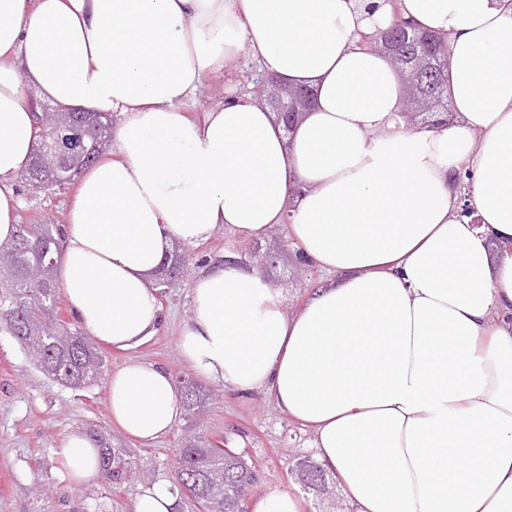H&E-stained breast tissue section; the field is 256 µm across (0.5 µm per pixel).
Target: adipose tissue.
I'll return each instance as SVG.
<instances>
[{
  "label": "adipose tissue",
  "mask_w": 512,
  "mask_h": 512,
  "mask_svg": "<svg viewBox=\"0 0 512 512\" xmlns=\"http://www.w3.org/2000/svg\"><path fill=\"white\" fill-rule=\"evenodd\" d=\"M400 5L448 41L453 117L420 129L395 68L357 44L392 16L365 19L360 0H0V243L35 142L28 89L117 114L61 238L77 322L137 347L162 321L152 276L174 243L285 228L330 282L288 315L225 253L192 282L186 363L308 427L355 512H512V0ZM243 52L314 87L292 128L250 94L187 116ZM110 408L145 444L182 415L169 372L143 361L113 374ZM55 455L73 485L100 476L82 432Z\"/></svg>",
  "instance_id": "1"
}]
</instances>
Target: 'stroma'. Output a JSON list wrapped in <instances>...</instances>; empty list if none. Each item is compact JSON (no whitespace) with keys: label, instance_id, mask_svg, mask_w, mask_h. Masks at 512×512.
Returning a JSON list of instances; mask_svg holds the SVG:
<instances>
[{"label":"stroma","instance_id":"35a3bbf8","mask_svg":"<svg viewBox=\"0 0 512 512\" xmlns=\"http://www.w3.org/2000/svg\"><path fill=\"white\" fill-rule=\"evenodd\" d=\"M256 71L248 59H240L229 79L207 83L204 95L185 103L188 114L201 116L209 107L233 93H244ZM22 224H65L73 189L43 191L17 179ZM189 261L181 275L166 284L159 296L163 322L155 336L126 351L98 344L102 357L100 379L84 390H74L49 379L9 335L0 334V512H134L142 489L159 477L171 476L173 452L188 428L223 441L225 447L244 451L258 474V482L245 495L250 505L268 487L280 486L299 494L305 512H352L334 474H327V493L303 490L292 471L299 459L314 457L312 433L286 417L261 390L247 394L234 387L206 382L211 397L195 423L180 422L160 442L145 445L126 435L111 419L109 379L128 362L142 360L165 367L172 378L190 377L178 342L190 316V288L210 261L233 252L242 262L258 269L272 288L283 295L285 313L296 311L309 293L322 285L325 274L296 258L282 229L261 242H240L224 229H216L204 241L186 244ZM278 253L275 265H261L260 254ZM103 429L113 447L130 452L136 469L124 484L106 480L84 487L72 486L61 472L54 454L63 438L74 430Z\"/></svg>","mask_w":512,"mask_h":512}]
</instances>
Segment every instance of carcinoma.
<instances>
[{"instance_id": "1", "label": "carcinoma", "mask_w": 512, "mask_h": 512, "mask_svg": "<svg viewBox=\"0 0 512 512\" xmlns=\"http://www.w3.org/2000/svg\"><path fill=\"white\" fill-rule=\"evenodd\" d=\"M389 6L393 23L386 29L369 27L360 36V45L369 51H383L404 75V98L415 95L436 103L434 111L449 112L447 98L448 65L445 40L423 32L403 20L398 0H380ZM378 4V5H380ZM378 5H372L374 13ZM288 111L309 106L312 89H281ZM56 113H45L44 125L28 171L47 177L58 186L69 183L73 163L93 166L101 153L86 141L80 145L59 137L54 130ZM59 228L53 224H19L11 241L0 244V330L13 336L36 365L53 380L75 390L93 385L99 378L101 358L78 330H70L58 316L56 266ZM35 267L44 278L33 281L28 273ZM178 391L188 419L204 410L208 393L196 381L178 380ZM101 450L100 470L112 484L123 481L135 469L123 448H114L100 431L90 433ZM181 494L194 499L204 512H239L244 493L252 486L253 473L244 457L222 441L200 437L176 449ZM296 479L308 486L319 482L326 487L324 471L313 461L302 462Z\"/></svg>"}]
</instances>
